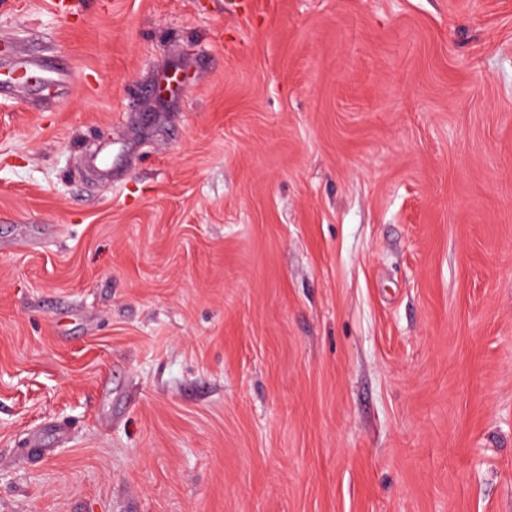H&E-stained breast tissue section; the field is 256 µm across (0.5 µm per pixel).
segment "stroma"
I'll return each mask as SVG.
<instances>
[{"instance_id": "obj_1", "label": "stroma", "mask_w": 512, "mask_h": 512, "mask_svg": "<svg viewBox=\"0 0 512 512\" xmlns=\"http://www.w3.org/2000/svg\"><path fill=\"white\" fill-rule=\"evenodd\" d=\"M0 0V512H512V0Z\"/></svg>"}]
</instances>
